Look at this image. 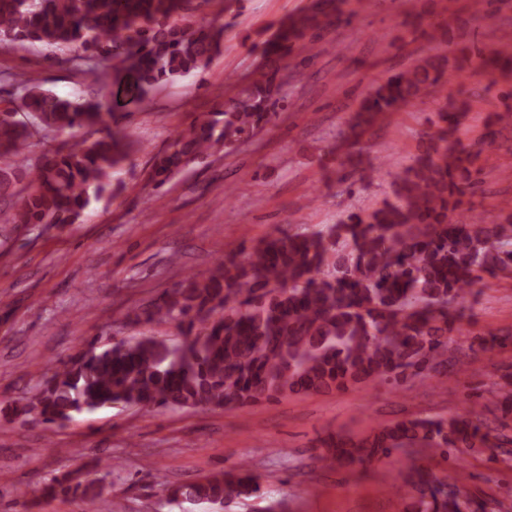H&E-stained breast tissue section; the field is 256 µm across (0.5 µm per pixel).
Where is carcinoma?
<instances>
[{"label":"carcinoma","mask_w":512,"mask_h":512,"mask_svg":"<svg viewBox=\"0 0 512 512\" xmlns=\"http://www.w3.org/2000/svg\"><path fill=\"white\" fill-rule=\"evenodd\" d=\"M192 0H0V50L40 43L98 77L133 78L139 98L204 69L221 50L223 30L182 23ZM314 19L283 22L265 43L278 64L243 87L222 110L195 118L174 149L158 157L148 182L158 188L269 123L281 70ZM446 60L428 58L377 84L361 112H397L428 98ZM17 107L0 112V189L19 187V203L0 208V224H73L91 200L110 198L112 174L126 158L127 136L112 129L114 104L61 98L20 84ZM97 135L29 157L36 129ZM432 152L396 181L395 201L363 217L350 213L310 232L279 234L239 260L219 258L205 275L188 273L175 288L125 320L174 323L187 341L170 346L140 336L80 351L54 367L34 396L13 407L48 424L114 404L144 409H242L288 395L435 371L448 347V304L472 291L483 274L512 278V225L480 217L448 220L460 204L458 182L471 181L469 157L431 137ZM495 436L479 419L402 420L354 440L326 441L345 464L396 458L405 485L420 493V512H486L470 497L416 464L411 448L443 458L458 448H489ZM93 472L66 473L40 498L99 495ZM173 502L216 507L259 490L247 466L196 482L163 485Z\"/></svg>","instance_id":"carcinoma-1"}]
</instances>
